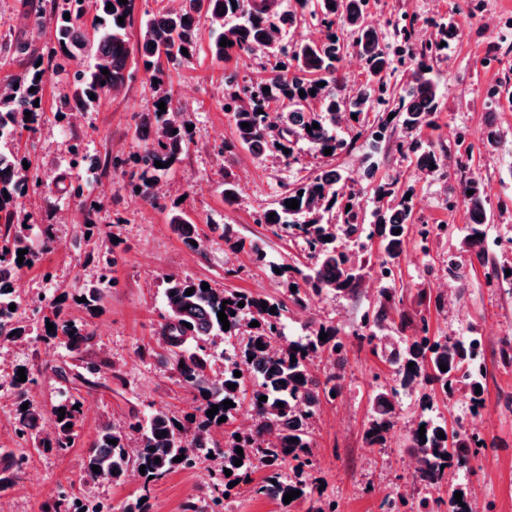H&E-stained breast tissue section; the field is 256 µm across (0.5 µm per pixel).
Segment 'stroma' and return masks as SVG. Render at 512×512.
<instances>
[{
	"instance_id": "1",
	"label": "stroma",
	"mask_w": 512,
	"mask_h": 512,
	"mask_svg": "<svg viewBox=\"0 0 512 512\" xmlns=\"http://www.w3.org/2000/svg\"><path fill=\"white\" fill-rule=\"evenodd\" d=\"M45 0H0V44L17 38L44 48L49 31H38L31 20ZM368 23L385 37L395 26L412 25L414 38L435 36L438 24L454 27L448 49L433 65L442 110L431 126L419 134L424 145L445 149L443 176L429 174L416 157L401 147L399 137L374 145L359 135V127L343 123L351 140L349 150L324 157L306 143H298L290 160L272 153L237 150L226 157L220 151L235 136L234 122L225 112L224 80L230 72L239 78L258 80L263 75L261 55L243 56L229 62L212 59L209 26H200L201 48L188 63L166 70L165 83L173 105L184 112L196 132L195 145L159 185L162 207H155L122 187L121 173L84 172L93 196L104 204L103 221L95 231L97 244L113 247L116 264L114 286L107 290L96 313L72 303V318L86 323L93 339L79 353L25 336L17 342L0 343V448H15L13 433V376L28 367L37 379L32 390L44 412L43 428L53 432L51 408L70 385L57 370L76 360L94 363L98 389L84 393L78 436L67 453L31 452L27 466L14 484L0 492V512H40L45 502L61 490H69L83 503L120 504L140 495L143 481L129 474L115 483L83 482V459L102 423H121L131 410L147 411L163 406L176 416L192 410L190 395L171 378L169 366L154 348L155 332L163 321V277L178 274L208 281L216 288H234L256 297L288 299V282L276 277L271 264L305 268L308 253L301 240L274 236L254 216L277 199L291 184L313 176L323 167L341 170L345 193L354 195L365 217L378 206L377 184L394 183L396 190L412 195L413 227L398 258L391 260L394 276L381 278L379 265L386 260L378 239H340L341 250L371 259L370 269L356 292L311 296L305 308L291 309L284 333L304 335L309 322L333 327L347 343L341 390L323 402L314 426V466L308 482L320 486L325 498L335 500L338 512H382L386 496L402 494L415 502L426 490L413 480L414 459L408 437L422 411L420 392H401L395 399L394 425L383 446L369 445L365 430L371 415L370 398L381 389L397 388L392 365L359 343L367 312L373 311L383 288L396 290L392 315H405L401 337L417 335L421 322L432 334L468 336L483 340L486 367L484 402L475 416L467 393L435 394L433 407L452 430L478 434L486 442L466 469L449 470L447 481L465 488L477 500L480 512H512V365L503 364L501 350L512 343V283H488L485 270L471 256L464 239L470 223L462 202H449L446 188L456 184L459 163H466L485 197L489 218L487 236L493 245L488 258L512 267V0H368ZM499 95L488 100L486 91ZM56 89L46 85L42 107L46 122L37 133H23L21 148L38 168L44 185H51L65 166L67 145L73 136L84 139L91 156L112 154L129 158L143 143L137 136L153 92L147 75L136 71L132 81L103 98L99 106L72 123L56 122ZM501 138L487 146L488 130ZM232 172L238 197L226 201L224 174ZM180 201L197 227L201 247L190 250L169 223L166 206ZM37 223L52 225L55 244L39 264L22 268L15 287L25 303L51 315L57 298L80 284L96 286L98 270L85 264L77 233L81 213L73 199L48 193L24 202ZM424 224H447L452 232L431 239L428 252L418 247V231ZM235 235L225 239V227ZM261 244L266 257L256 260L253 244ZM456 270H449V263ZM212 462L180 469L154 483L151 512H211L208 498ZM264 475L256 470L251 481L228 490L227 512H306L299 504L284 510L279 501L258 491Z\"/></svg>"
}]
</instances>
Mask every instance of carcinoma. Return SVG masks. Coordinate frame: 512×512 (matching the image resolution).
I'll return each mask as SVG.
<instances>
[{
	"label": "carcinoma",
	"instance_id": "1",
	"mask_svg": "<svg viewBox=\"0 0 512 512\" xmlns=\"http://www.w3.org/2000/svg\"><path fill=\"white\" fill-rule=\"evenodd\" d=\"M113 8H107V4ZM367 0H295L293 9H279L269 0H183L178 9L159 8L145 12L141 19L140 58L143 71L153 82L155 95L147 107V126L159 130L156 137L149 131H138L144 141L142 153L136 156L135 169L128 174L125 187L134 195L151 203H159L156 187L162 177L181 162L182 156L194 143V133L187 130L183 113L172 104L171 91L164 86L168 65L189 62L199 50L198 31L201 21L209 22L215 37L209 43L212 57L227 62L232 57L249 56L260 52L270 65L269 75L256 82L227 81L230 92L224 105L230 107L235 126V139L224 144V153L233 154L238 148L253 153L276 151L284 160L292 154L300 141L309 144L319 154L327 148L337 153L348 147L345 140L336 136V119L345 115L358 116L375 113V119L366 123L364 134L379 144L395 131L404 134L407 149L416 154L418 165L428 172L443 175L441 154L434 148L426 149L413 133L432 122L441 110L438 85L432 76L433 62L452 32L441 26L437 36L417 44L411 32L398 29L399 44L394 46L366 22ZM136 0H63L59 9L43 10L35 17L38 30L51 29V46L40 53L26 40H16L0 45V51L10 57L19 71L10 76L6 91L0 93V268L15 271L36 264L42 253L52 249L54 240L48 229L17 218L19 200L43 192L44 186L34 166L24 168L16 142L22 131L37 133L45 124L42 107L34 106L42 99L46 83L61 87L55 116L72 118L92 112L109 93L123 87L131 78L128 29L132 25ZM95 11L96 21L87 28L85 17ZM70 18H64V14ZM123 23H118L119 17ZM309 17L327 31L323 39L290 42L286 29L297 18ZM346 23L355 34V46L366 67L365 82L344 96L336 94L339 83L336 63L344 45L336 39L338 21ZM231 44L222 47V39ZM187 49L183 54L181 49ZM409 66L410 77L401 87L392 83L397 66ZM108 70L105 75L102 70ZM324 86H318V83ZM305 95H300L299 91ZM165 102L166 111L158 109ZM31 113L25 118V113ZM394 117H389V114ZM247 122L250 127L243 128ZM319 128H313V123ZM88 152L80 137L72 138L68 148L67 169L79 173L86 168ZM161 161L167 167L158 168ZM343 175L336 168L322 170L315 176L285 189L274 206L256 215V223L267 224L273 231L299 238L306 245L313 266L301 270L292 266H278L280 273L298 274L303 287L291 293V302L303 308L312 294L335 292L348 293L364 276L369 265L366 259H356L338 249L340 235L382 238L385 254L394 259L403 251L411 217V201L406 194H398L394 184L381 183L376 187L377 201L375 224L365 231L359 223V211L353 196H344L338 185ZM473 194H467V191ZM60 191L78 200L81 207V236L99 224L103 203L85 192L81 179L69 180ZM467 206L471 224L465 239L466 246L476 260L487 268L488 279L512 280L505 274L506 267L489 264L485 254L486 213L482 191L477 180L464 177L453 190ZM299 201V208L290 209L285 202ZM274 218H269V214ZM170 224L179 232L186 244L195 240L193 224L185 213L174 204L169 209ZM401 233H396V229ZM330 240H325V237ZM25 250V260L18 263V251ZM85 260L97 264L100 286H76L73 296L86 298L83 306L89 310L103 297V288L112 285L114 251L97 247L85 252ZM163 299L166 310L160 325L157 346L166 354L171 377L175 383L192 395L193 413L187 420L195 423L190 430L167 408L159 406L139 414L132 412L121 425L110 422L97 431L96 439L84 459L82 480L86 483L106 478L114 482L123 480L129 472L140 471L142 496L127 500L118 507L96 504L91 509L72 497L62 494L47 502L42 512H150V485L169 473L193 468L208 460V455L221 458L220 469H229L237 481L248 482L257 468L265 472L258 488L261 494H273L279 502L292 490L300 491L295 503L308 504L307 512H335V506L323 499L318 487L302 479L305 469L313 466V421L323 401L340 392V375L336 366L346 354V343L336 335V330L323 323H309L307 332L297 338L284 336V320L289 308L277 298H256L232 288L202 289V281L171 276L164 280ZM194 289L193 294L186 290ZM228 304H222V301ZM244 306H238V303ZM390 299L384 298L372 314L366 316V332L359 340L367 342L371 351L388 353V361L395 367L400 388L381 390L371 400L372 415L365 438L371 445H381L393 425L394 398L398 390L414 391L423 385H438L444 394L465 390L473 403L480 406L482 395L476 387L484 386L486 369L481 361V339L468 336L455 339L429 334L425 318H420L421 335L409 339H391L389 332L395 321L389 320ZM15 310H9L10 305ZM275 312H269V308ZM224 311L229 329H223L217 313ZM258 322L252 327L250 323ZM55 331L45 336L56 339L71 352L81 349L93 338L87 324L63 314L61 305L54 307ZM29 331L27 305L13 284L0 278V340L16 341ZM327 339H319L320 333ZM240 336L239 346L223 364L215 369L216 356L211 347L216 338ZM263 348H258V344ZM321 361L323 377L316 376L313 365ZM413 367H408L409 363ZM184 367H179V364ZM448 370L443 372L440 365ZM241 376H234V372ZM26 381L13 382L15 389V436L39 451L58 454L72 447L77 437V427L82 414V401L67 396L52 407L55 432L43 435L38 425L42 408L31 399V385L36 379L25 372ZM233 383L235 388L227 385ZM267 400L262 401L260 397ZM249 403L255 420L248 430L239 429L225 433L224 445L212 439V433L230 425L234 413L244 399ZM233 406L224 408L223 401ZM284 406H278V403ZM28 404L22 409V404ZM218 406L214 417L207 416L212 406ZM433 402L427 401L425 414L421 415L410 434L409 448L421 457L422 465L413 474L415 482L426 488H439L446 481L447 470L463 468L478 453L481 439L473 433L456 431L451 438L441 439L438 432H448L447 423L430 413ZM65 408L64 418H59V408ZM226 421L219 422L220 418ZM425 428L424 438H419V428ZM117 444H109L107 440ZM242 448L238 454L236 448ZM181 461H174L179 455ZM26 448H17L0 455V490L12 483L28 460ZM242 464L234 465L236 459ZM98 471H93V466ZM456 486L448 487L449 512H473L467 492H462V503L454 499Z\"/></svg>",
	"mask_w": 512,
	"mask_h": 512
}]
</instances>
